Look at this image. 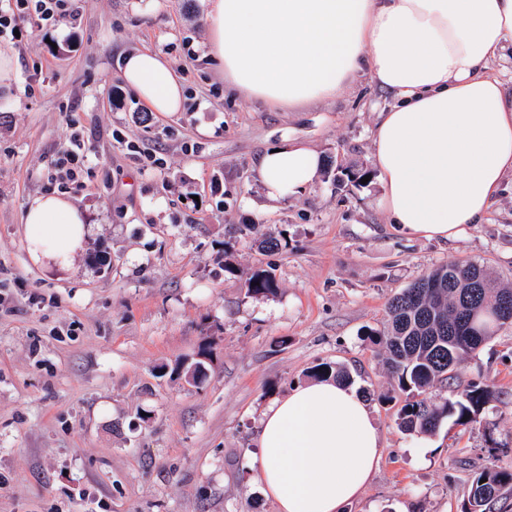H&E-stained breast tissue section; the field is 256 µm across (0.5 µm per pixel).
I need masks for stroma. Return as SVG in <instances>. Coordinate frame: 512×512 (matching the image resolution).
Listing matches in <instances>:
<instances>
[{"label": "stroma", "instance_id": "obj_1", "mask_svg": "<svg viewBox=\"0 0 512 512\" xmlns=\"http://www.w3.org/2000/svg\"><path fill=\"white\" fill-rule=\"evenodd\" d=\"M69 7L47 21L17 11L0 35L15 65L0 90V512H276L255 437L321 363L350 374L383 439L345 512H461L490 444L512 468V327L455 369L496 401L431 434L400 428L405 396L368 339L389 299L440 266L475 261L512 285V175L461 239L406 236L377 205L372 130L390 97L368 77L274 111L204 59L207 0ZM146 48L184 78V111H148L124 84L123 55ZM74 129L91 136L81 188L54 169ZM288 135L323 168L274 201L256 162ZM51 190L89 228L66 272L35 264L24 238L29 198ZM268 234L278 250L260 247ZM259 270L275 293H248Z\"/></svg>", "mask_w": 512, "mask_h": 512}]
</instances>
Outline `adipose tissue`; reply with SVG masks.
Segmentation results:
<instances>
[{"mask_svg": "<svg viewBox=\"0 0 512 512\" xmlns=\"http://www.w3.org/2000/svg\"><path fill=\"white\" fill-rule=\"evenodd\" d=\"M209 57L225 83L281 112L336 97L361 76L388 92L372 132L379 207L400 231L454 241L482 223L512 174V94L493 64L512 46V0H210ZM121 77L150 111H182L186 84L159 52L124 55ZM315 150L284 138L258 174L269 199L316 184ZM32 259L70 268L88 234L56 192L29 200ZM257 481L277 512H343L365 492L382 439L363 398L334 378L271 402Z\"/></svg>", "mask_w": 512, "mask_h": 512, "instance_id": "1", "label": "adipose tissue"}]
</instances>
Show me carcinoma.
<instances>
[{"mask_svg": "<svg viewBox=\"0 0 512 512\" xmlns=\"http://www.w3.org/2000/svg\"><path fill=\"white\" fill-rule=\"evenodd\" d=\"M247 292L268 294L276 290L272 275L257 271ZM388 323L368 333L371 343L386 354V365L399 390L406 394L399 412L400 427L407 432L432 433L448 418L468 427L477 422L494 397L493 387L473 382L438 405L428 398L430 388L450 379V372L465 355L491 341L499 330L512 326V288H500L486 269L466 261L440 266L415 280L390 299ZM512 491V469L487 463L472 473L471 490L462 512H488L503 494Z\"/></svg>", "mask_w": 512, "mask_h": 512, "instance_id": "carcinoma-1", "label": "carcinoma"}]
</instances>
